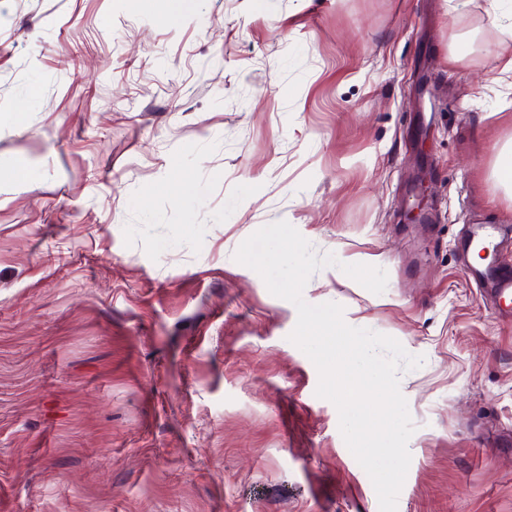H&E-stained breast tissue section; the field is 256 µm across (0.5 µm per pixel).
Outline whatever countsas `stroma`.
<instances>
[{
	"mask_svg": "<svg viewBox=\"0 0 512 512\" xmlns=\"http://www.w3.org/2000/svg\"><path fill=\"white\" fill-rule=\"evenodd\" d=\"M504 51L485 0H0V512H379L233 258L280 220L339 260L305 301L424 359L397 512H512V319L461 240H512Z\"/></svg>",
	"mask_w": 512,
	"mask_h": 512,
	"instance_id": "stroma-1",
	"label": "stroma"
}]
</instances>
